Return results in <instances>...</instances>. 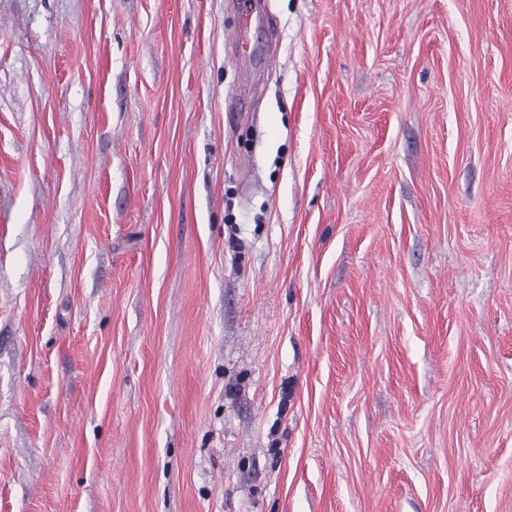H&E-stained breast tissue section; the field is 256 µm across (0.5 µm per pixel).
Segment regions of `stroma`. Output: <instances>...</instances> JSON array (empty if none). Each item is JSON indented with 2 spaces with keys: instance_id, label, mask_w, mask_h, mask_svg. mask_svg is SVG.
<instances>
[{
  "instance_id": "stroma-1",
  "label": "stroma",
  "mask_w": 512,
  "mask_h": 512,
  "mask_svg": "<svg viewBox=\"0 0 512 512\" xmlns=\"http://www.w3.org/2000/svg\"><path fill=\"white\" fill-rule=\"evenodd\" d=\"M0 0V512H512V0Z\"/></svg>"
}]
</instances>
